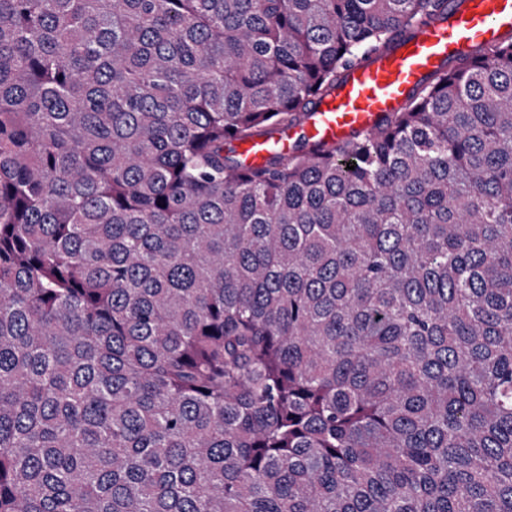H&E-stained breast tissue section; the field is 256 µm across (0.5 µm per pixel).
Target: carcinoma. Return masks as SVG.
<instances>
[{"label":"carcinoma","instance_id":"obj_1","mask_svg":"<svg viewBox=\"0 0 512 512\" xmlns=\"http://www.w3.org/2000/svg\"><path fill=\"white\" fill-rule=\"evenodd\" d=\"M449 8L0 0V512H512V40L274 147Z\"/></svg>","mask_w":512,"mask_h":512}]
</instances>
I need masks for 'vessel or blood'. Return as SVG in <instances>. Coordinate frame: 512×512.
Wrapping results in <instances>:
<instances>
[{"mask_svg": "<svg viewBox=\"0 0 512 512\" xmlns=\"http://www.w3.org/2000/svg\"><path fill=\"white\" fill-rule=\"evenodd\" d=\"M512 37V0H462L448 17L423 24L395 49L351 68L346 82L314 109L301 134L341 142L399 109L426 75L450 59Z\"/></svg>", "mask_w": 512, "mask_h": 512, "instance_id": "1", "label": "vessel or blood"}]
</instances>
